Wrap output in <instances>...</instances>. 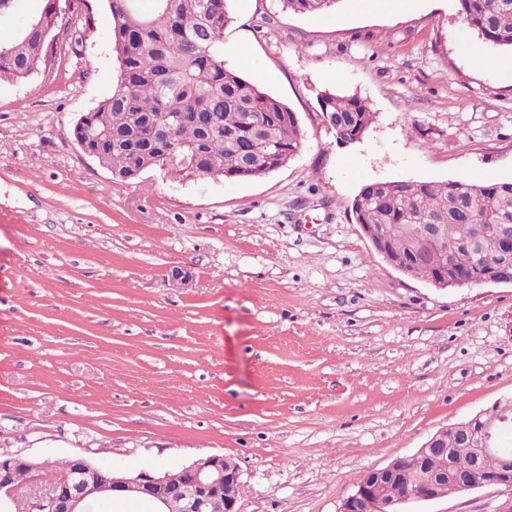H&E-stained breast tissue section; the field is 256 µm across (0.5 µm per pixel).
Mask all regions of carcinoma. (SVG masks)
Returning a JSON list of instances; mask_svg holds the SVG:
<instances>
[{
	"label": "carcinoma",
	"mask_w": 512,
	"mask_h": 512,
	"mask_svg": "<svg viewBox=\"0 0 512 512\" xmlns=\"http://www.w3.org/2000/svg\"><path fill=\"white\" fill-rule=\"evenodd\" d=\"M117 62L116 86L86 114L77 139L124 182L148 169L173 178L249 180L286 166L303 147V133L287 104L225 66L224 29L230 0H106ZM341 0H282L283 8L311 14ZM459 13L484 48L512 52V0H458ZM61 0H43L28 25L0 41V79L23 81L55 50ZM322 116L335 134H363L374 113L355 96L325 92ZM172 124L165 136L161 130ZM351 211L358 224L382 229L396 255L434 279L453 259L459 266L497 261L491 240L481 257L448 247L468 240L477 224H512V182L470 179L393 181L364 186ZM440 224L444 244L418 240L417 225Z\"/></svg>",
	"instance_id": "cac0c4a2"
}]
</instances>
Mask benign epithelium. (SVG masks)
<instances>
[{
    "label": "benign epithelium",
    "mask_w": 512,
    "mask_h": 512,
    "mask_svg": "<svg viewBox=\"0 0 512 512\" xmlns=\"http://www.w3.org/2000/svg\"><path fill=\"white\" fill-rule=\"evenodd\" d=\"M361 229L386 262L401 273L414 274L402 258L388 250L385 238L376 225L363 224ZM494 237L502 257L494 270L479 276L450 261L432 284L437 288L512 284V225H495ZM481 418L482 414L479 413L466 421L443 428L417 451L397 458L383 468L367 472L343 499L338 512H400V505L407 501L442 498L448 462L455 453V449L448 447L449 432L454 433L462 442V447L471 454L468 469L457 475V481L464 490L485 486L511 490L512 458L500 455L493 468L487 466V459L499 455L500 434L512 424V418L505 414L485 422ZM47 465L46 460L0 452V507L11 509L23 500L28 512H81V504L89 497L112 499L135 496L157 500L168 507L169 512H206L210 497L222 495L224 512H239L242 470L236 461L222 455H210L175 469H141L121 474L97 465L81 454H75L70 457L68 469L51 481L38 480L27 485L15 483L16 469L26 468L37 476ZM396 478L405 484L406 494L396 499L379 497L377 488Z\"/></svg>",
    "instance_id": "benign-epithelium-1"
}]
</instances>
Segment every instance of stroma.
<instances>
[{
	"label": "stroma",
	"instance_id": "stroma-1",
	"mask_svg": "<svg viewBox=\"0 0 512 512\" xmlns=\"http://www.w3.org/2000/svg\"><path fill=\"white\" fill-rule=\"evenodd\" d=\"M228 68L304 133L251 180L127 184L86 156L79 118L117 68L104 0L75 45L0 80V449L112 470L219 454L239 512H337L368 470L512 399V285L437 288L372 247L351 213L369 183L512 181V71L457 0L393 15L230 0ZM374 114L342 144L323 92ZM404 512H512L483 487Z\"/></svg>",
	"mask_w": 512,
	"mask_h": 512
}]
</instances>
